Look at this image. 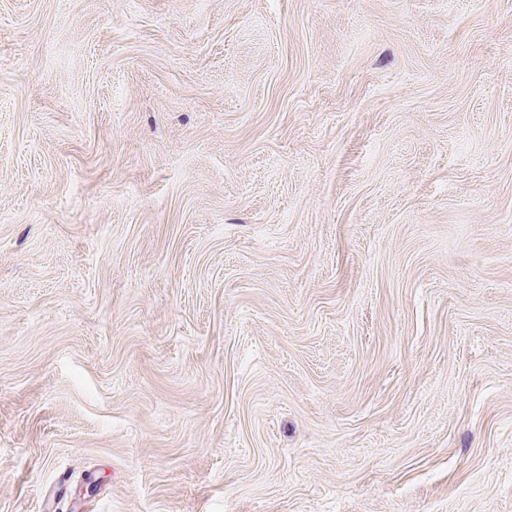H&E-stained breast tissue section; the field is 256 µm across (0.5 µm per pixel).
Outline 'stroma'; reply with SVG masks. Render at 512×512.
<instances>
[{
    "instance_id": "obj_1",
    "label": "stroma",
    "mask_w": 512,
    "mask_h": 512,
    "mask_svg": "<svg viewBox=\"0 0 512 512\" xmlns=\"http://www.w3.org/2000/svg\"><path fill=\"white\" fill-rule=\"evenodd\" d=\"M0 512H512V0H0Z\"/></svg>"
}]
</instances>
